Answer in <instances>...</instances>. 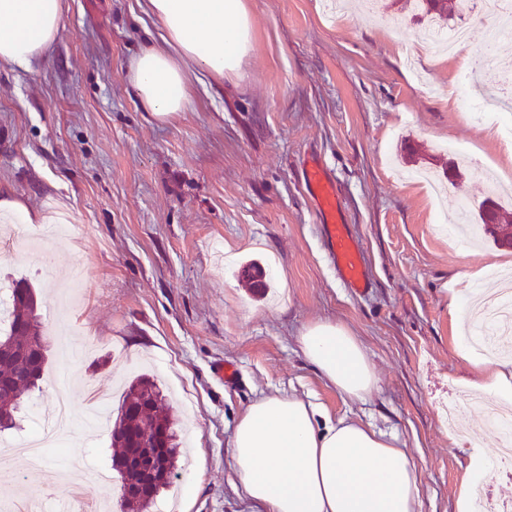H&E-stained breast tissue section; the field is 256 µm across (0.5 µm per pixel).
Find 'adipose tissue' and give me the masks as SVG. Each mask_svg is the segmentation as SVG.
Returning <instances> with one entry per match:
<instances>
[{"instance_id": "ef3b65f1", "label": "adipose tissue", "mask_w": 512, "mask_h": 512, "mask_svg": "<svg viewBox=\"0 0 512 512\" xmlns=\"http://www.w3.org/2000/svg\"><path fill=\"white\" fill-rule=\"evenodd\" d=\"M63 0H0V68L28 71L60 32ZM163 44L145 42L131 63L141 102L157 116L185 111L189 70L235 71L249 42L242 0H149ZM62 212L31 211L0 195L1 224H66ZM302 354L345 399L364 401L379 380L357 336L317 322L298 338ZM468 386L512 399V361L476 360ZM228 465L258 512H421L420 466L397 436L374 424L333 417L296 393L263 395L241 412Z\"/></svg>"}]
</instances>
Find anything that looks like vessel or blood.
I'll return each mask as SVG.
<instances>
[{
	"label": "vessel or blood",
	"mask_w": 512,
	"mask_h": 512,
	"mask_svg": "<svg viewBox=\"0 0 512 512\" xmlns=\"http://www.w3.org/2000/svg\"><path fill=\"white\" fill-rule=\"evenodd\" d=\"M301 178L319 214L322 234L340 280L354 292H365L371 282L359 246L342 218L333 180L313 159L303 165Z\"/></svg>",
	"instance_id": "obj_1"
}]
</instances>
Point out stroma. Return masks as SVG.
I'll return each instance as SVG.
<instances>
[{
    "label": "stroma",
    "mask_w": 512,
    "mask_h": 512,
    "mask_svg": "<svg viewBox=\"0 0 512 512\" xmlns=\"http://www.w3.org/2000/svg\"><path fill=\"white\" fill-rule=\"evenodd\" d=\"M326 0H244L250 50L224 77L190 75L191 104L160 119L141 102L130 63L162 28L146 0H64L58 39L32 71L0 69V191L35 212L73 216L70 234L48 249L0 257V282L36 292L44 333L68 325L86 356L71 370L77 424L66 457L111 467V438L84 429L90 394L109 397L141 374L168 393L190 449L169 495L188 512H254L227 466L235 421L263 394L296 390L332 416L396 433L422 467V512H457L468 465L442 408L460 402L469 437L482 440L484 487L512 502V476L497 461V440L482 433L484 411L463 405L471 365L460 353L448 311L450 293L487 294L512 248L448 239L434 210L470 202L476 219L482 186L475 173L449 184L452 140L512 184V137L497 115L466 116L457 106L458 56L423 55L405 68L416 21L396 8L366 17L349 7L329 17ZM320 157L336 182L358 241L370 293L336 276L305 195L300 168ZM272 265L268 294L254 293L240 265ZM87 269L84 294L61 299L70 274ZM348 329L380 378L368 401L343 399L301 353L297 338L315 322ZM233 364L237 384L213 369ZM52 387L41 383L21 404L10 442L33 417L49 420Z\"/></svg>",
    "instance_id": "1"
}]
</instances>
